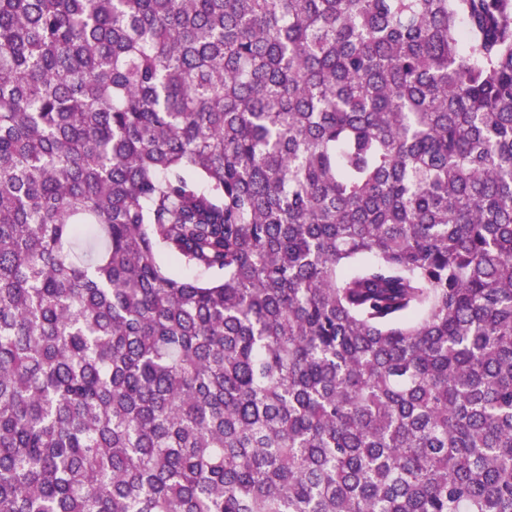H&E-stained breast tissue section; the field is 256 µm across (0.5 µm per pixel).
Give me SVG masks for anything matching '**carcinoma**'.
Masks as SVG:
<instances>
[{
    "label": "carcinoma",
    "instance_id": "obj_1",
    "mask_svg": "<svg viewBox=\"0 0 512 512\" xmlns=\"http://www.w3.org/2000/svg\"><path fill=\"white\" fill-rule=\"evenodd\" d=\"M0 512H512V0H0Z\"/></svg>",
    "mask_w": 512,
    "mask_h": 512
}]
</instances>
